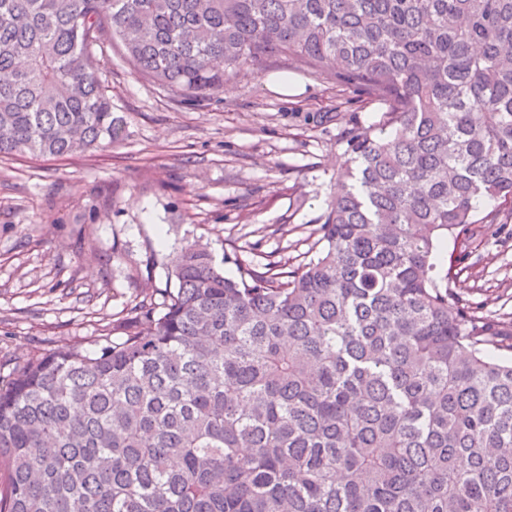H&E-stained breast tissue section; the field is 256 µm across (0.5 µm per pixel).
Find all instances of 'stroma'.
<instances>
[{
    "mask_svg": "<svg viewBox=\"0 0 512 512\" xmlns=\"http://www.w3.org/2000/svg\"><path fill=\"white\" fill-rule=\"evenodd\" d=\"M101 69L125 124L119 143L63 160L0 157L4 378L34 352L93 348L138 298L162 302L183 245H206L228 277L233 252L259 268L307 262L348 129L384 123L391 109L293 58L245 68L202 102L135 74L117 44ZM470 233L452 288L483 314L512 317V205Z\"/></svg>",
    "mask_w": 512,
    "mask_h": 512,
    "instance_id": "35a3bbf8",
    "label": "stroma"
}]
</instances>
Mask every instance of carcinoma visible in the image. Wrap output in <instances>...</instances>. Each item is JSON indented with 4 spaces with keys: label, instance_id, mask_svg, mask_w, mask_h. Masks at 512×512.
Wrapping results in <instances>:
<instances>
[{
    "label": "carcinoma",
    "instance_id": "cac0c4a2",
    "mask_svg": "<svg viewBox=\"0 0 512 512\" xmlns=\"http://www.w3.org/2000/svg\"><path fill=\"white\" fill-rule=\"evenodd\" d=\"M115 37L191 101L291 56L395 106L308 262L188 244L162 303L0 380V512H512V319L440 250L512 202V0H0V156L123 138Z\"/></svg>",
    "mask_w": 512,
    "mask_h": 512
}]
</instances>
